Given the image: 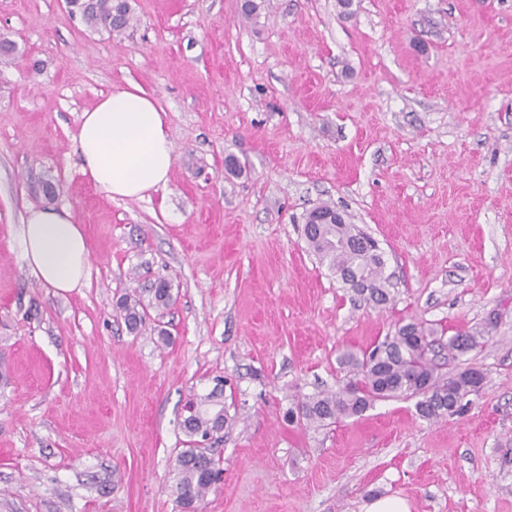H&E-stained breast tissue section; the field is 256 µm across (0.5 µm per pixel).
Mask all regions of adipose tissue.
<instances>
[{
	"label": "adipose tissue",
	"mask_w": 512,
	"mask_h": 512,
	"mask_svg": "<svg viewBox=\"0 0 512 512\" xmlns=\"http://www.w3.org/2000/svg\"><path fill=\"white\" fill-rule=\"evenodd\" d=\"M75 140L82 175L109 198L141 199L169 184L174 156L165 114L140 85L112 91L82 112ZM20 239L39 283L58 292L83 285L90 245L70 207L29 208Z\"/></svg>",
	"instance_id": "1"
}]
</instances>
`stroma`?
I'll return each instance as SVG.
<instances>
[{
	"label": "stroma",
	"mask_w": 512,
	"mask_h": 512,
	"mask_svg": "<svg viewBox=\"0 0 512 512\" xmlns=\"http://www.w3.org/2000/svg\"><path fill=\"white\" fill-rule=\"evenodd\" d=\"M125 35L65 0H0V512H179L185 403L224 376L223 480L204 512H512V0H131ZM136 82L166 113L167 189L112 200L80 171V116ZM240 172H229L228 157ZM57 188L54 197L46 184ZM70 205L88 285L22 256L29 207ZM328 203L379 243L392 300L337 281L303 236ZM171 284L129 332L115 304ZM480 331L444 371L482 389L459 415L376 402L288 424L342 385L343 351L399 325ZM168 341H161V334ZM364 512H411V506L398 496L382 497L367 503Z\"/></svg>",
	"instance_id": "35a3bbf8"
}]
</instances>
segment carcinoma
I'll list each match as a JSON object with an SVG mask.
<instances>
[{
	"mask_svg": "<svg viewBox=\"0 0 512 512\" xmlns=\"http://www.w3.org/2000/svg\"><path fill=\"white\" fill-rule=\"evenodd\" d=\"M67 7L94 31L103 29L121 35L136 23L130 0H67ZM335 213V206L322 203L306 214L304 236L309 248L355 295L377 306L387 304L391 300L390 277L385 274L382 252L369 244L367 235L354 224L315 223L320 216ZM172 303L170 283L159 279L146 297L135 292L120 298L116 313L129 330L135 331L147 309L166 308ZM478 344V337L470 333L458 332L445 342L421 325L404 324L369 352L360 356L343 353L339 362L348 369L349 380L335 391L307 397L288 409L285 419L324 426L341 417L360 415L375 402L393 398L416 399V413L426 420L460 414L469 396L477 394L476 385L484 381V375L471 367L443 373L435 357L445 349L454 357L463 356ZM223 398L224 379L219 377L207 394L188 404L187 415L180 423L187 440L175 457V494L183 512H199L217 483L219 461L210 441L221 437L227 424Z\"/></svg>",
	"mask_w": 512,
	"mask_h": 512,
	"instance_id": "carcinoma-1",
	"label": "carcinoma"
}]
</instances>
